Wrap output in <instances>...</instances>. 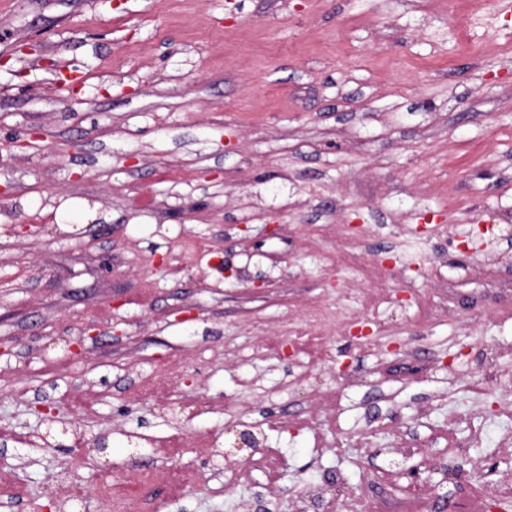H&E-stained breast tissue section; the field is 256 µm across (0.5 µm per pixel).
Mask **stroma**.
I'll return each mask as SVG.
<instances>
[{"mask_svg": "<svg viewBox=\"0 0 512 512\" xmlns=\"http://www.w3.org/2000/svg\"><path fill=\"white\" fill-rule=\"evenodd\" d=\"M0 512H106L95 489L137 470L166 483L122 512H241L254 493L298 512L307 486L438 457L473 353L512 344V15L496 0H0ZM401 238L381 348L336 330L330 359L271 350L305 308L358 287L325 226ZM210 251L184 257L185 235ZM262 287H254V280ZM453 284L420 327L402 294ZM422 341L412 380L383 365ZM336 393L324 431L284 424ZM381 412L366 424L370 403ZM53 404L57 423L35 405ZM276 454L225 485L235 431Z\"/></svg>", "mask_w": 512, "mask_h": 512, "instance_id": "35a3bbf8", "label": "stroma"}]
</instances>
